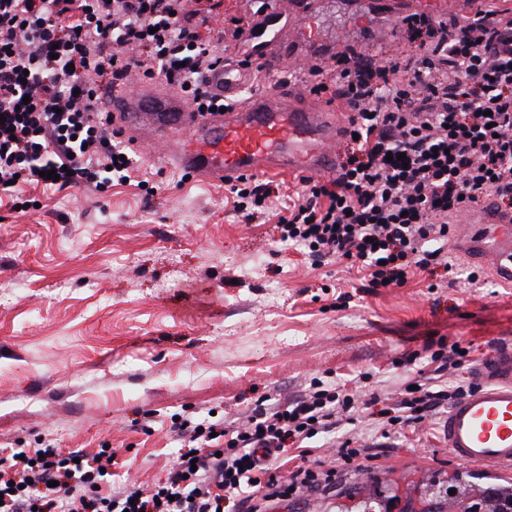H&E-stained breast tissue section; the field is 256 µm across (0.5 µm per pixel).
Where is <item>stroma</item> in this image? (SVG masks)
<instances>
[{
    "label": "stroma",
    "instance_id": "stroma-1",
    "mask_svg": "<svg viewBox=\"0 0 512 512\" xmlns=\"http://www.w3.org/2000/svg\"><path fill=\"white\" fill-rule=\"evenodd\" d=\"M383 2L306 0L298 42L280 63L263 65L253 92L281 87L309 100L298 75L309 60L348 45L414 53L401 16L475 9L472 0L454 10L400 0L395 14ZM136 154L130 181L104 191L22 184L28 208L0 201V448L45 439L65 452L106 445L118 452L113 486H145L175 460L172 414L212 408L241 419L261 398L304 394L316 377L393 399L434 375L426 345L442 337L472 351L461 367L434 375L439 386L467 384L492 347L512 345V288L480 262L459 261L479 271L474 284L437 287L417 270L405 286L373 293L348 261L318 265L279 242L278 215L301 191L299 177L277 175L279 198L263 222L245 224L228 186L197 181L144 148ZM412 351L417 361L403 365ZM367 371L371 380L360 382ZM377 412L369 406L355 423L359 445L378 448L377 460L269 512H359L358 486L399 512L400 498L431 481L447 490L468 468L445 445V413L385 440Z\"/></svg>",
    "mask_w": 512,
    "mask_h": 512
}]
</instances>
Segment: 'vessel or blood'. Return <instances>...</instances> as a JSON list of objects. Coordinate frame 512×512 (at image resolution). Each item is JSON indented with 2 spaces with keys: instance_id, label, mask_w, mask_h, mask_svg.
Listing matches in <instances>:
<instances>
[{
  "instance_id": "b4317fda",
  "label": "vessel or blood",
  "mask_w": 512,
  "mask_h": 512,
  "mask_svg": "<svg viewBox=\"0 0 512 512\" xmlns=\"http://www.w3.org/2000/svg\"><path fill=\"white\" fill-rule=\"evenodd\" d=\"M210 87L236 103L201 125L191 120L180 96L139 87L122 104L125 133L140 146L158 147L160 157L180 170L221 185L250 174L331 173V147L341 125L328 113L291 103L276 91L240 98L242 81L228 70L212 74ZM456 233L465 254L512 287V215L479 228L460 224ZM473 380L474 389L448 411V448L465 463L512 468V346L482 358Z\"/></svg>"
}]
</instances>
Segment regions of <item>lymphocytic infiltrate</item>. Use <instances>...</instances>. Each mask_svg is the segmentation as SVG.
I'll list each match as a JSON object with an SVG mask.
<instances>
[{"label": "lymphocytic infiltrate", "instance_id": "1", "mask_svg": "<svg viewBox=\"0 0 512 512\" xmlns=\"http://www.w3.org/2000/svg\"><path fill=\"white\" fill-rule=\"evenodd\" d=\"M224 0H0V195L17 183L97 190L129 179L127 146L100 108L104 86L131 73L162 76L193 111L221 109L208 75L224 66L213 38L240 47L260 33L248 14L222 16ZM223 17L220 29L211 21ZM413 55L347 47L302 73L314 95L349 108L355 134L336 177L303 179L276 227L281 241L315 262L343 259L367 286H404L412 269L478 282L448 249L454 220L489 204L512 213V10H478L449 21L426 13L400 20ZM55 169L58 180L45 178ZM279 186L232 185L244 223L261 218ZM466 386L419 384L380 411L381 434L424 421ZM360 393L313 378L284 403L257 401L246 423L175 415L182 446L166 476L146 488L113 487L112 449L61 453L52 444L0 457V512H268L271 503L333 484L337 463L369 457L354 447ZM336 435L335 461L274 471L270 451Z\"/></svg>", "mask_w": 512, "mask_h": 512}]
</instances>
